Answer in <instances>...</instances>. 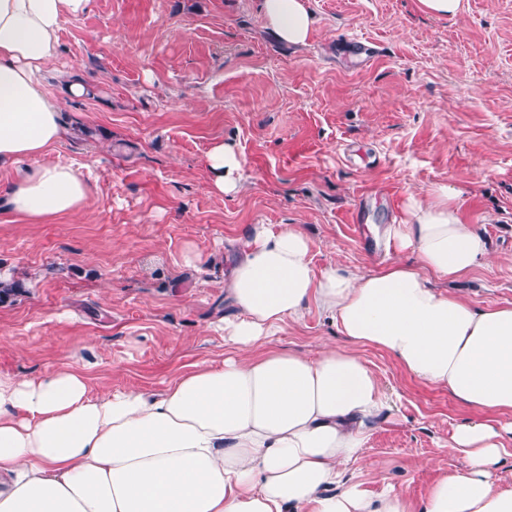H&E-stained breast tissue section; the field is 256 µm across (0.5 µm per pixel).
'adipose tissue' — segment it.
<instances>
[{
    "mask_svg": "<svg viewBox=\"0 0 512 512\" xmlns=\"http://www.w3.org/2000/svg\"><path fill=\"white\" fill-rule=\"evenodd\" d=\"M90 0H0V160L24 167L7 196L33 223L74 215L92 186L47 154L62 136L60 103L43 88L64 17ZM282 42H308V0H261ZM213 188L238 191L241 160L207 154ZM392 258L370 272L316 270L299 225L251 226L224 288L237 317L221 326L231 352L157 393L91 395L63 366L35 379L0 375V512H411L395 489L368 494L344 466L392 406L356 353L380 349L426 384L483 413L459 425L460 468L437 480L421 512H512V483L495 471L512 435V305L477 308L442 289L486 262L481 225L459 193L436 184L385 225ZM347 344L316 358L267 347L309 305Z\"/></svg>",
    "mask_w": 512,
    "mask_h": 512,
    "instance_id": "1",
    "label": "adipose tissue"
}]
</instances>
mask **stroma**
Returning a JSON list of instances; mask_svg holds the SVG:
<instances>
[{
	"label": "stroma",
	"instance_id": "obj_1",
	"mask_svg": "<svg viewBox=\"0 0 512 512\" xmlns=\"http://www.w3.org/2000/svg\"><path fill=\"white\" fill-rule=\"evenodd\" d=\"M302 47L265 27L259 0H90L64 17L45 76L92 84L62 105L51 158L94 186L77 216L32 224L0 162V273L21 290L0 303V374L35 378L68 363L91 395L161 390L229 348L213 323L237 313L224 291L251 225L299 224L321 270H368L409 195L445 183L482 225L492 259L452 285L475 307L512 305V0H463L455 18L418 0H309ZM242 162L218 194L206 156ZM316 307L274 347L316 356L344 345ZM358 354L395 403L350 474L419 507L455 470L448 444L480 414L406 374L371 346Z\"/></svg>",
	"mask_w": 512,
	"mask_h": 512
}]
</instances>
